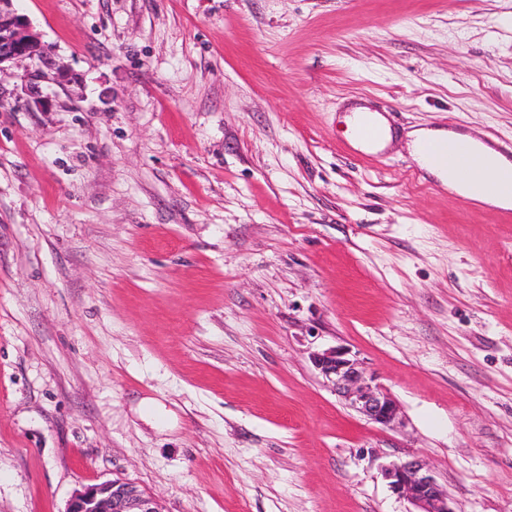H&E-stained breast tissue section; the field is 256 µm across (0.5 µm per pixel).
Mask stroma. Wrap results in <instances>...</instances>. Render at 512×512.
Returning <instances> with one entry per match:
<instances>
[{
  "mask_svg": "<svg viewBox=\"0 0 512 512\" xmlns=\"http://www.w3.org/2000/svg\"><path fill=\"white\" fill-rule=\"evenodd\" d=\"M83 77L0 105V512H512V221L409 149L512 143V0H17ZM386 115L373 158L352 105ZM339 348L403 427L339 399ZM382 475L399 498L410 503L408 512H454L448 492L438 483L430 464L418 456L383 466ZM65 512H161L155 498L122 479L85 487L69 500Z\"/></svg>",
  "mask_w": 512,
  "mask_h": 512,
  "instance_id": "35a3bbf8",
  "label": "stroma"
}]
</instances>
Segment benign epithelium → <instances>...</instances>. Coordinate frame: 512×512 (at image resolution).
<instances>
[{"label":"benign epithelium","instance_id":"obj_1","mask_svg":"<svg viewBox=\"0 0 512 512\" xmlns=\"http://www.w3.org/2000/svg\"><path fill=\"white\" fill-rule=\"evenodd\" d=\"M21 67L20 86L12 94L29 109L49 105L43 88L81 81L79 75L56 62L28 18L13 8V0H0V74ZM313 362L348 406L369 421L384 427L399 419V407L391 394L362 363L344 351L318 352ZM389 488L413 506L412 512H455L448 492L438 483L430 464L418 456L393 461L382 468ZM65 512H161L155 498L132 482L115 479L74 493Z\"/></svg>","mask_w":512,"mask_h":512}]
</instances>
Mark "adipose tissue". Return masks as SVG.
<instances>
[{
  "instance_id": "1",
  "label": "adipose tissue",
  "mask_w": 512,
  "mask_h": 512,
  "mask_svg": "<svg viewBox=\"0 0 512 512\" xmlns=\"http://www.w3.org/2000/svg\"><path fill=\"white\" fill-rule=\"evenodd\" d=\"M456 141L467 147L465 166L470 179H460L456 170L448 168L443 159L419 157V165L433 174L449 192L464 195L480 203L499 208L512 207V161L492 149L476 144L470 137L451 131L418 130L413 132L411 150H418L421 143Z\"/></svg>"
}]
</instances>
